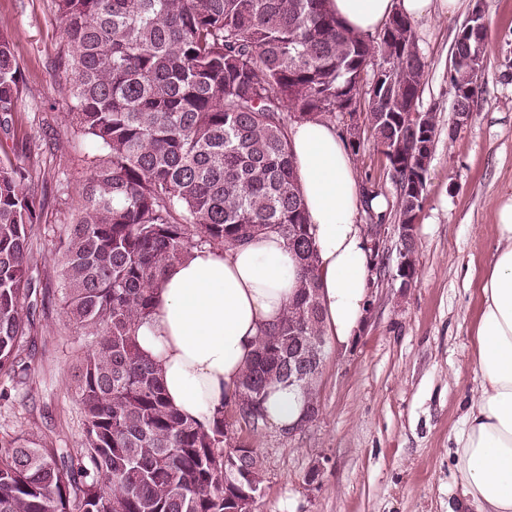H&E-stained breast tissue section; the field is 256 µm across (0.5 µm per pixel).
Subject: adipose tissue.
I'll use <instances>...</instances> for the list:
<instances>
[{"instance_id": "ef3b65f1", "label": "adipose tissue", "mask_w": 512, "mask_h": 512, "mask_svg": "<svg viewBox=\"0 0 512 512\" xmlns=\"http://www.w3.org/2000/svg\"><path fill=\"white\" fill-rule=\"evenodd\" d=\"M329 7L364 34L381 28L393 12L451 15L459 2L329 0ZM289 139L318 247L322 330L343 346L359 333L369 299V257L355 221L357 172L331 121L295 124ZM495 235L473 330L478 385L455 438L466 512H512V193L498 200ZM296 286V260L274 234L237 249L204 245L172 266L137 337L140 350L161 367L170 405L184 418L208 423L234 394L261 328L282 317ZM306 406L300 389L275 387L267 422L277 429L297 424Z\"/></svg>"}]
</instances>
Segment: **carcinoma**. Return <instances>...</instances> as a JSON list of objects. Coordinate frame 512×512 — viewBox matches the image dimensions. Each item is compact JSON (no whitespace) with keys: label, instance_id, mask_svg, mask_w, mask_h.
Here are the masks:
<instances>
[{"label":"carcinoma","instance_id":"obj_1","mask_svg":"<svg viewBox=\"0 0 512 512\" xmlns=\"http://www.w3.org/2000/svg\"><path fill=\"white\" fill-rule=\"evenodd\" d=\"M72 123L100 150L87 165L77 217L63 225L62 310L90 339L71 375L80 395V448L32 435L0 439V512H249L263 483L260 453L226 427L267 428L277 385L297 387L316 418L320 377L288 381V355L321 330L318 254L297 184L290 123L333 117L360 97L389 160L398 223L421 205L407 168L435 122L418 111L425 63L414 49L393 63L406 91L360 86L383 57L381 38L349 29L325 0H55ZM23 77L0 26V127ZM44 203L33 168L0 163V375L18 377L46 294L30 277L31 239ZM282 237L298 260V289L263 330L233 398L204 425L167 402L161 370L137 332L153 289L195 248Z\"/></svg>","mask_w":512,"mask_h":512}]
</instances>
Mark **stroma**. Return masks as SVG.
I'll return each instance as SVG.
<instances>
[{"mask_svg":"<svg viewBox=\"0 0 512 512\" xmlns=\"http://www.w3.org/2000/svg\"><path fill=\"white\" fill-rule=\"evenodd\" d=\"M473 0L454 16L414 21L425 80L418 108L435 115L436 138L415 226L417 276L408 287L373 278L372 309L349 347L326 342L321 411L292 438L252 435L264 482L254 512H459L460 478L448 455L476 382L472 330L477 284L490 259L494 212L512 192V0H483L487 52L471 120L456 125L448 79L452 46ZM24 78L0 162H30L44 198L33 239L34 279L50 302L37 313L24 354L25 382L0 376V434L35 433L47 446L76 448L80 397L69 376L85 344L60 302L57 235L82 189L91 147L68 114L65 81L50 65L61 47L54 0H0ZM353 159L360 185L378 191L385 245L399 246L396 189L372 138ZM323 464L320 484L306 480Z\"/></svg>","mask_w":512,"mask_h":512,"instance_id":"1","label":"stroma"}]
</instances>
